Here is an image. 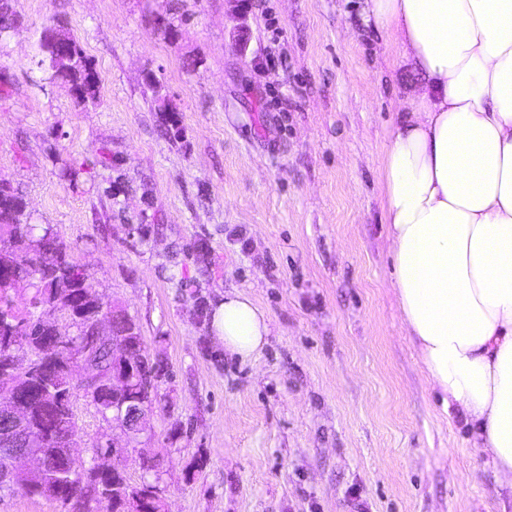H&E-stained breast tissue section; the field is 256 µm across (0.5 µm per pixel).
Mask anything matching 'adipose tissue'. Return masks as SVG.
<instances>
[{"instance_id": "ef3b65f1", "label": "adipose tissue", "mask_w": 512, "mask_h": 512, "mask_svg": "<svg viewBox=\"0 0 512 512\" xmlns=\"http://www.w3.org/2000/svg\"><path fill=\"white\" fill-rule=\"evenodd\" d=\"M418 81L379 157L402 324L468 442L512 489V0H366ZM210 330L240 361L269 319L244 292Z\"/></svg>"}]
</instances>
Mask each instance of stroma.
Wrapping results in <instances>:
<instances>
[{
    "instance_id": "stroma-1",
    "label": "stroma",
    "mask_w": 512,
    "mask_h": 512,
    "mask_svg": "<svg viewBox=\"0 0 512 512\" xmlns=\"http://www.w3.org/2000/svg\"><path fill=\"white\" fill-rule=\"evenodd\" d=\"M8 3L0 183L169 372L135 439L77 397L80 456L126 444L169 512H512L402 325L378 157L417 75L365 0ZM56 23L93 100L39 63ZM230 290L270 321L247 362L209 328Z\"/></svg>"
}]
</instances>
